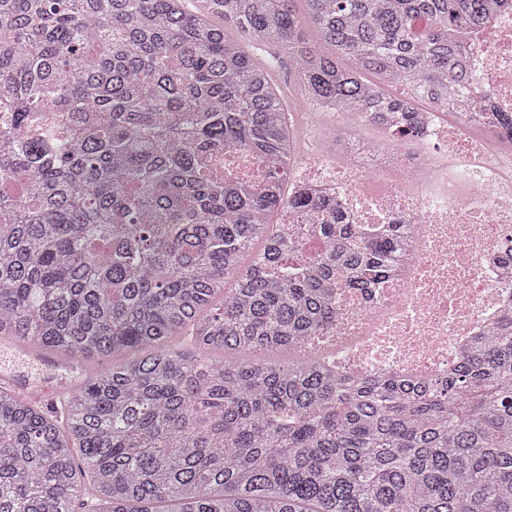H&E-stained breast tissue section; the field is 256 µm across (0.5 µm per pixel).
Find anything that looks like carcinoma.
Returning a JSON list of instances; mask_svg holds the SVG:
<instances>
[{"instance_id":"carcinoma-1","label":"carcinoma","mask_w":512,"mask_h":512,"mask_svg":"<svg viewBox=\"0 0 512 512\" xmlns=\"http://www.w3.org/2000/svg\"><path fill=\"white\" fill-rule=\"evenodd\" d=\"M183 2L0 0V337L105 362L58 409L0 388V512H512V306L417 386L237 357L323 335L410 242L285 194L295 131L227 34L408 139L499 0ZM227 145L260 184L224 180ZM231 168L257 173L263 168V163L242 150L234 147H224V171Z\"/></svg>"}]
</instances>
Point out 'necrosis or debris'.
Instances as JSON below:
<instances>
[{
    "mask_svg": "<svg viewBox=\"0 0 512 512\" xmlns=\"http://www.w3.org/2000/svg\"><path fill=\"white\" fill-rule=\"evenodd\" d=\"M462 67L457 108L437 104L417 139L316 125L299 156L302 179L335 197L351 223L401 224L411 239L373 297L337 293L335 324L312 342L348 374L445 376L512 300L498 252L512 236V0L471 31ZM486 101L504 124L472 117L470 105Z\"/></svg>",
    "mask_w": 512,
    "mask_h": 512,
    "instance_id": "obj_1",
    "label": "necrosis or debris"
}]
</instances>
